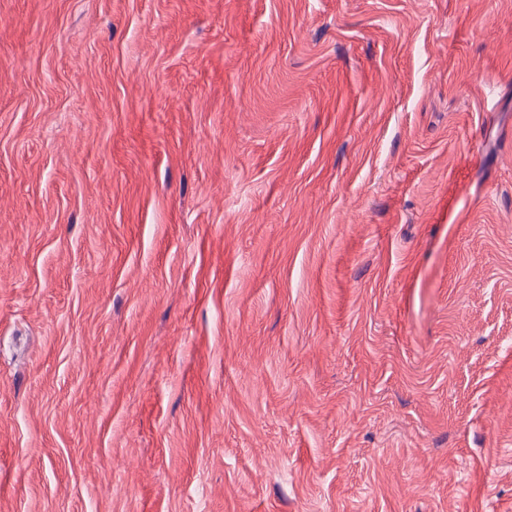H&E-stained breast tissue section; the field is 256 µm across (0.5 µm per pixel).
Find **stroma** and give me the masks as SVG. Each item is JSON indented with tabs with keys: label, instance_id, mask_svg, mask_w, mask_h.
Listing matches in <instances>:
<instances>
[{
	"label": "stroma",
	"instance_id": "stroma-1",
	"mask_svg": "<svg viewBox=\"0 0 512 512\" xmlns=\"http://www.w3.org/2000/svg\"><path fill=\"white\" fill-rule=\"evenodd\" d=\"M0 512H512V0H0Z\"/></svg>",
	"mask_w": 512,
	"mask_h": 512
}]
</instances>
